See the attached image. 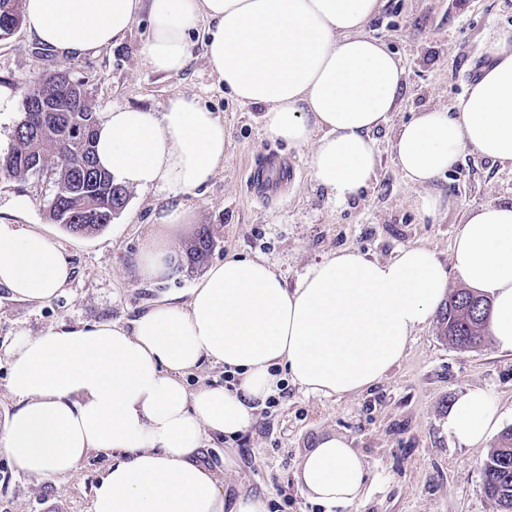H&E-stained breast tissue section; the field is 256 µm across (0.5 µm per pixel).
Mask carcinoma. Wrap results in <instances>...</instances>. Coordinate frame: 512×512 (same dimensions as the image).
<instances>
[{
  "mask_svg": "<svg viewBox=\"0 0 512 512\" xmlns=\"http://www.w3.org/2000/svg\"><path fill=\"white\" fill-rule=\"evenodd\" d=\"M23 0H0V37L21 23ZM43 102L50 112H33ZM22 118L13 143L0 158V172L24 182L50 173L55 185L46 218L69 233L93 235L105 228L90 220L88 211L114 214L124 208L128 190L95 161L96 112L88 94L77 95L64 73L43 76L21 102ZM490 302L468 288L453 292L439 311L440 332L460 348L478 346L486 332ZM484 491L499 508L512 512V428L504 431L484 464Z\"/></svg>",
  "mask_w": 512,
  "mask_h": 512,
  "instance_id": "obj_1",
  "label": "carcinoma"
}]
</instances>
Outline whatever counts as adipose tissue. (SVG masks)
<instances>
[{
	"instance_id": "adipose-tissue-1",
	"label": "adipose tissue",
	"mask_w": 512,
	"mask_h": 512,
	"mask_svg": "<svg viewBox=\"0 0 512 512\" xmlns=\"http://www.w3.org/2000/svg\"><path fill=\"white\" fill-rule=\"evenodd\" d=\"M382 0H24L29 36L62 57L124 38L140 13L150 35L146 63L168 75L189 63L187 34L206 23L207 63L237 101L263 109L277 141L314 143L316 183L346 201L376 175L373 132L405 90V70L365 26ZM480 77L448 108L425 109L396 130L397 167L423 190L421 217L446 204L438 177L464 151L512 165V32L490 30ZM97 159L114 180L140 190L188 193L204 184L229 146L223 120L192 96L160 112L116 108L98 123ZM141 280L177 271L170 247L147 238L135 260ZM492 302L494 345L512 351V203L473 210L447 262L425 246L391 260L341 249L287 289L259 259L212 266L185 301L169 299L124 324L65 323L18 335L8 390L15 411L0 421V454L19 472L52 482L94 451L111 454L92 512H267L265 499H227L197 460L204 438L236 436L290 375L306 392L346 395L381 380L443 302L450 274ZM65 256L48 236L0 223V285L26 301L52 298L68 281ZM224 366L234 389L185 377L203 363ZM502 416L474 387L448 412L459 444L484 446ZM346 437L319 440L296 473L301 494L325 512L354 504L366 481Z\"/></svg>"
}]
</instances>
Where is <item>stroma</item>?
I'll list each match as a JSON object with an SVG mask.
<instances>
[{
	"label": "stroma",
	"instance_id": "stroma-1",
	"mask_svg": "<svg viewBox=\"0 0 512 512\" xmlns=\"http://www.w3.org/2000/svg\"><path fill=\"white\" fill-rule=\"evenodd\" d=\"M492 26L512 30V0H384L365 31L401 59L406 90L387 125L374 134L376 178L342 203L314 181L312 145L269 139L262 108L225 92L207 65L203 28L190 32V61L175 76L144 62L141 50L150 32L144 14L118 44L78 58L58 57L21 27L0 39V85L17 95H24L39 72H63L81 83L100 117L115 107L160 112L174 96L193 95L223 118L231 137L223 166L196 193L130 189L124 209L90 236L70 234L46 219L54 194L50 176L20 182L0 174V222L50 236L72 269L65 287L45 301L18 300L0 286V420L14 408L7 377L19 332L35 336L62 322H126L154 302L186 297L211 266L234 256L265 259L289 289L344 248L388 260L401 248L424 245L447 260L470 211L512 202V167L465 152L435 184L447 195L448 207L425 222L415 207L419 190L395 164L390 143L412 113L450 106L465 92L479 74L481 44ZM265 153L288 158L294 167L293 181L268 203L252 195L246 175ZM15 198L26 200L24 210L11 208ZM175 201L190 210L189 223L174 228L157 223L159 210ZM205 228L212 247L202 261L190 262L187 255ZM157 234L171 238L178 271L148 283L137 276L134 260L145 239ZM473 387L489 392L504 428H512V352L488 340L458 348L433 322L413 336L401 361L372 387L321 397L289 384L287 397L259 409L245 433L204 439L198 461L214 472L229 497L244 491L266 498L269 512H323L301 496L295 473L319 439L336 434L350 441L368 469L362 498L341 512H498L483 489L489 449L461 446L442 429L452 403ZM228 453L237 459L231 472L224 469ZM108 464L106 455L93 452L73 474L40 483L17 473L0 455V512H91L94 487Z\"/></svg>",
	"mask_w": 512,
	"mask_h": 512
}]
</instances>
